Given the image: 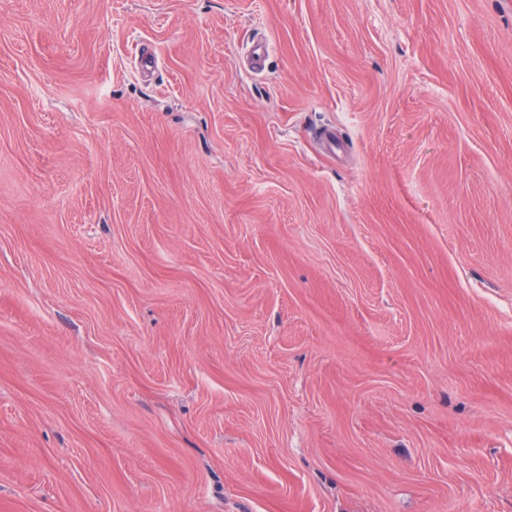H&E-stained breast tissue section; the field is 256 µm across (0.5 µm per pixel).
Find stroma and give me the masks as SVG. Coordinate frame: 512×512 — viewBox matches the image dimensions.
Instances as JSON below:
<instances>
[{"instance_id": "obj_1", "label": "stroma", "mask_w": 512, "mask_h": 512, "mask_svg": "<svg viewBox=\"0 0 512 512\" xmlns=\"http://www.w3.org/2000/svg\"><path fill=\"white\" fill-rule=\"evenodd\" d=\"M0 512H512V0H0Z\"/></svg>"}]
</instances>
